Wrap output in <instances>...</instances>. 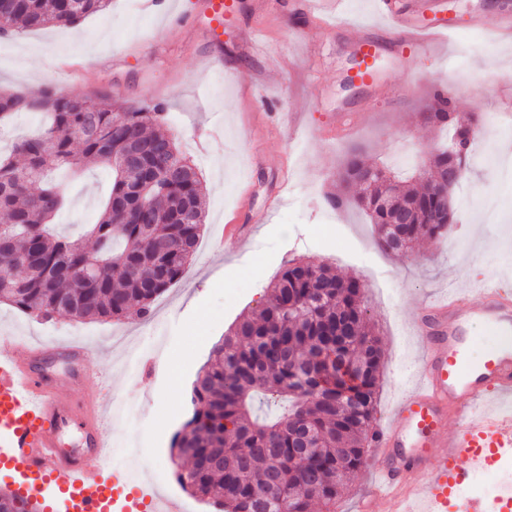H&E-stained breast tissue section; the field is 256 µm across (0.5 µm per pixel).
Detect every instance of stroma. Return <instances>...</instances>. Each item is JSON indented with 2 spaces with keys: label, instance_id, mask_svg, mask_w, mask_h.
<instances>
[{
  "label": "stroma",
  "instance_id": "1",
  "mask_svg": "<svg viewBox=\"0 0 512 512\" xmlns=\"http://www.w3.org/2000/svg\"><path fill=\"white\" fill-rule=\"evenodd\" d=\"M454 32L445 57L418 55L407 69L387 72L389 90L373 106L343 87L352 34L317 30L301 0L259 11L257 0H236L232 25L213 38L205 0H182L160 17L144 0H112L104 12L73 28L48 27L0 36V88L28 92L52 83L58 92L92 94L101 87L121 99L160 103L179 150L194 164L206 194L205 226L184 277L161 295L150 319L75 322L45 320L0 303V336L31 347L86 346L92 371L103 385L74 382L69 361L47 363L68 393L100 395L106 406L123 403L130 418L106 415L112 455L144 451L172 466L170 445L187 407L184 382L194 381L214 345L242 315L259 310L271 279L289 263L313 260L365 284L368 315L381 339L383 364L377 425H385L414 380L422 341L411 333L413 314L442 294L449 278L472 288L494 281L512 290V181L499 180L484 149L512 143L511 129L478 133L456 196L494 197L498 221L480 208L458 211L447 238L418 243L409 253L386 254L371 224L358 211L325 202L336 193L344 154L361 146L369 161L393 166L407 177L428 162L436 143L421 114L435 91L451 97L457 111H506L512 104V40L495 42L471 27L475 16L512 14V0H444ZM255 31L258 44L244 48L239 30ZM219 65L201 72L206 54ZM78 63L84 78L59 82L60 60ZM66 194L55 217L58 234L96 223L112 171L91 164L55 172ZM251 188V208L240 218L249 227L248 251L224 247V224ZM283 202L265 214L269 194ZM221 281H212L216 270Z\"/></svg>",
  "mask_w": 512,
  "mask_h": 512
}]
</instances>
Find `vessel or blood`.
<instances>
[{"instance_id": "1", "label": "vessel or blood", "mask_w": 512, "mask_h": 512, "mask_svg": "<svg viewBox=\"0 0 512 512\" xmlns=\"http://www.w3.org/2000/svg\"><path fill=\"white\" fill-rule=\"evenodd\" d=\"M330 29L344 30L348 0H311ZM384 27L362 26L355 41L362 68L358 78L373 94L383 84L375 68L380 56L408 66L412 53H434L448 36L443 0H375ZM435 323L417 319L428 337L417 382L376 433L382 450L374 483L360 512H375L390 500L395 512H512V495L471 497L478 475L512 456V293L493 282L474 296L449 288L427 301ZM483 325L497 343L483 358H471L462 326ZM103 404L64 396L57 384L20 356L14 340L0 339V469L12 478L50 483L56 494L48 512H181L179 503L156 491L115 492L104 466L109 450ZM84 423L87 450L61 448L59 432L70 420Z\"/></svg>"}]
</instances>
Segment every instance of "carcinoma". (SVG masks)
Masks as SVG:
<instances>
[{
    "mask_svg": "<svg viewBox=\"0 0 512 512\" xmlns=\"http://www.w3.org/2000/svg\"><path fill=\"white\" fill-rule=\"evenodd\" d=\"M111 0H0V32L73 26L105 10ZM18 104L0 111V128L20 112L44 116L38 128L8 153L0 152V303L52 319L146 320L154 302L186 273L204 226L202 185L195 167L165 127L160 104L127 105L99 91L78 99L49 85L28 94H0ZM423 122L448 142L432 153L442 174L454 155L468 153L480 118L457 115L451 98L437 93ZM166 150L165 191L144 208L132 195ZM108 165L112 188L98 223L88 229L95 247L55 236L49 222L63 209L62 189L47 181L53 169ZM377 171L359 193L351 177ZM392 173L359 155L347 158L341 192L328 198L355 206L374 224L378 246L387 239L438 243L455 223L452 191L416 177L396 181L391 207L376 205L391 191ZM97 266L89 279L78 276ZM363 285L325 263L285 267L268 286L258 313L239 319L216 344L191 390V418L172 438L180 486L216 512H310L315 502L333 512L351 475L363 465L377 412L382 351L363 306ZM260 392L285 402L271 419L253 414Z\"/></svg>",
    "mask_w": 512,
    "mask_h": 512,
    "instance_id": "cac0c4a2",
    "label": "carcinoma"
}]
</instances>
